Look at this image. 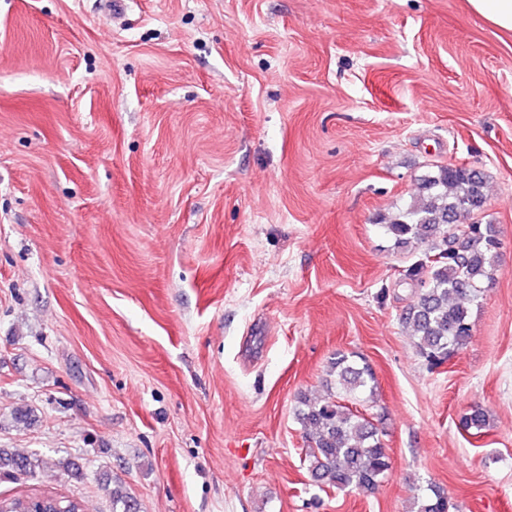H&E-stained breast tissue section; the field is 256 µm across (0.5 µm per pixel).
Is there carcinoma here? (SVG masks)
Wrapping results in <instances>:
<instances>
[{
  "instance_id": "cac0c4a2",
  "label": "carcinoma",
  "mask_w": 512,
  "mask_h": 512,
  "mask_svg": "<svg viewBox=\"0 0 512 512\" xmlns=\"http://www.w3.org/2000/svg\"><path fill=\"white\" fill-rule=\"evenodd\" d=\"M485 175L465 165L439 166L426 175L395 217L385 225L398 248L422 246L404 277L415 282L413 300L400 314L419 355L432 368L450 360L472 336L465 302H475L493 280L500 245L493 224L474 220L486 202ZM336 392L323 399L297 398L295 416L308 436L306 461L320 485L340 492L371 495L392 471V459L373 414L351 404L373 395L375 376L366 362L336 354L329 362ZM487 412L476 406L462 417L468 430L481 432ZM33 454L0 449V474L32 475ZM112 512H140L125 487L112 484ZM411 512H459L458 504L436 486L418 489Z\"/></svg>"
}]
</instances>
